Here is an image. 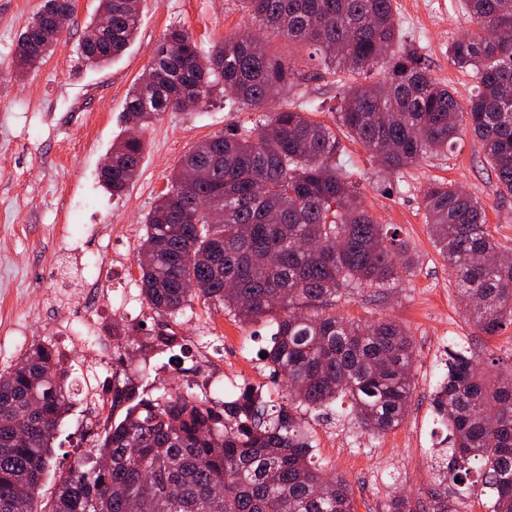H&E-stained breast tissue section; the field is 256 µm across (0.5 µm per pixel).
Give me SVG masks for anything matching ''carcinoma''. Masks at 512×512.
<instances>
[{
  "mask_svg": "<svg viewBox=\"0 0 512 512\" xmlns=\"http://www.w3.org/2000/svg\"><path fill=\"white\" fill-rule=\"evenodd\" d=\"M242 2L267 34L314 49L351 80L337 124L386 173L447 153L468 131L499 192L512 195V0H463L473 26L448 44V60L475 80L465 104L431 76L417 48L398 47L393 0ZM71 6L44 0L36 38L19 42V74L49 57L61 34L54 16ZM99 8L112 13V25L87 30L78 52L105 67L135 38L140 0H100ZM380 64L383 81L370 78ZM303 77L293 57L249 32L205 55L186 30L172 28L128 92L127 120L146 127L185 99L204 106L220 85L231 103L260 108ZM307 114L287 104L260 126L197 144L149 212L137 255L140 296L160 317L182 316L199 300L241 322L273 317L262 352L287 402L269 406L251 388L232 402L165 384L142 391L114 368L103 435L45 494L54 437L86 389L70 381L72 366L49 344L35 342L0 371V512H354L343 481L314 460L303 412L330 411L347 397L363 433L398 426L413 392V339L392 319L363 324L328 308L343 294L402 279L417 256L369 213L336 134ZM142 152L137 137L112 144V169L102 173L112 192L136 180ZM422 202L480 329L495 336L512 328V248L487 224L485 205L445 181L429 183ZM304 240L317 248H302ZM155 341L170 363L186 354L172 331ZM446 367L433 409L448 430L451 465L438 471L428 504L396 496L387 512H462L463 499L448 493L458 483L490 496L488 512H512V374L488 384L463 347L448 352ZM473 471L481 483L468 485Z\"/></svg>",
  "mask_w": 512,
  "mask_h": 512,
  "instance_id": "cac0c4a2",
  "label": "carcinoma"
}]
</instances>
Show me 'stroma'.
<instances>
[{"mask_svg": "<svg viewBox=\"0 0 512 512\" xmlns=\"http://www.w3.org/2000/svg\"><path fill=\"white\" fill-rule=\"evenodd\" d=\"M43 0H0V370L36 340L75 328L89 298L82 290L88 266L101 270L98 288L105 298L119 293L125 280H138L136 257L143 220L169 182L182 157L198 142L228 125L265 122L266 108L224 106L223 94L191 111L163 113L140 137L143 158L135 183L119 195L101 179L103 162L125 129L127 93L142 75L167 29L185 28L199 47L211 50L224 38L245 31L267 38L272 52L292 55L305 73L291 87L290 101L317 105L312 120L334 125L332 109L342 89L322 73L307 49L266 37L240 0H142L135 40L107 67L81 60L77 45L98 11V0H74L52 54L24 78L14 73L19 40ZM396 19L408 44L419 46L433 76L467 102L471 73L448 62V44L469 21L461 0H395ZM345 159L362 178L366 205L379 223L397 229L418 255L414 271L395 287H364L337 299L335 312L355 320L393 319L409 329L413 341V395L403 423L379 437L358 434L349 417L336 412L310 420L315 457L348 486L355 512H386L390 499L426 498L434 486L444 428L434 422L432 393L443 372L447 350L461 342L477 363L487 352L512 355V329L483 335L456 287L455 277L431 239L422 190L443 178L462 185L485 205L498 240L512 247V196H499L497 179L480 142L463 135L447 154L425 159L395 177L380 178L378 162L352 139H343ZM123 256L127 279L113 274L110 260ZM139 324L128 350L127 371L150 364L157 377L173 375L164 358L145 350L148 330L182 336L195 352L197 336H207L209 370L221 376L213 393L223 397L231 384L262 386L277 400L279 386L258 352L267 344L265 319L239 323L215 305L196 303L177 320L150 310L121 319ZM83 408L75 406L59 428L52 470L67 469L90 439L82 427Z\"/></svg>", "mask_w": 512, "mask_h": 512, "instance_id": "35a3bbf8", "label": "stroma"}]
</instances>
